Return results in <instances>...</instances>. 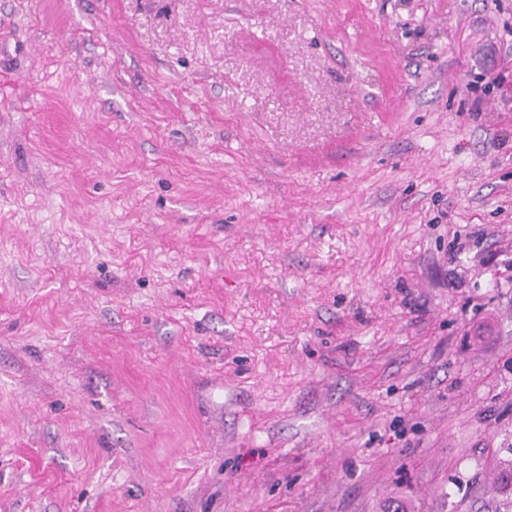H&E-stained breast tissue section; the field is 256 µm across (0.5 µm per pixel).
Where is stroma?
I'll return each mask as SVG.
<instances>
[{
	"label": "stroma",
	"instance_id": "stroma-1",
	"mask_svg": "<svg viewBox=\"0 0 512 512\" xmlns=\"http://www.w3.org/2000/svg\"><path fill=\"white\" fill-rule=\"evenodd\" d=\"M512 0H0V512H506Z\"/></svg>",
	"mask_w": 512,
	"mask_h": 512
}]
</instances>
